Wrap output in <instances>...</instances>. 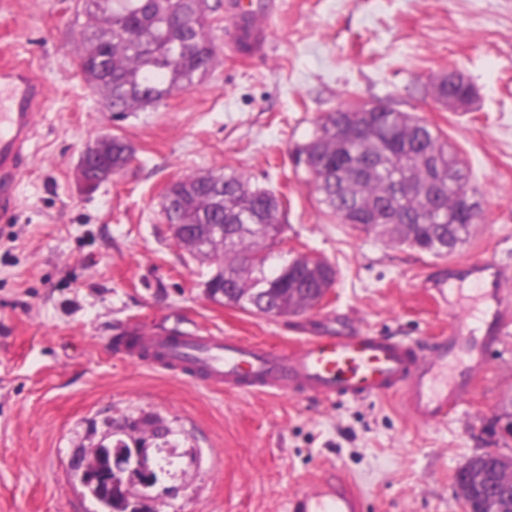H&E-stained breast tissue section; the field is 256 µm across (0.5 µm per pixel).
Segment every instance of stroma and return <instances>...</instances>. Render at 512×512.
Listing matches in <instances>:
<instances>
[{"label":"stroma","mask_w":512,"mask_h":512,"mask_svg":"<svg viewBox=\"0 0 512 512\" xmlns=\"http://www.w3.org/2000/svg\"><path fill=\"white\" fill-rule=\"evenodd\" d=\"M271 2L264 55L240 56L234 17L220 10L207 77L146 110L111 112L77 66L82 0H0V59H28L45 80L16 209L0 220V512H101L81 483L89 448L110 426L149 418L176 448L150 512H289L331 459L368 512H464L456 471L490 448L512 454L491 431L512 397V332L476 392L430 427L394 398L228 394L114 354L134 319L280 350L357 328L421 341L447 333V312L423 287L443 258L338 223L291 161L324 113L355 101L447 137L482 202L454 259L512 266V0ZM451 68L474 87L470 111L432 95ZM104 136L125 140L133 159L89 191L79 158ZM229 169L288 200L272 265L309 255L335 268L317 307L270 316L207 297L213 267L177 245L161 200L172 181Z\"/></svg>","instance_id":"1"}]
</instances>
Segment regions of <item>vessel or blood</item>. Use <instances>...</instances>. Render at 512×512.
Wrapping results in <instances>:
<instances>
[{"mask_svg": "<svg viewBox=\"0 0 512 512\" xmlns=\"http://www.w3.org/2000/svg\"><path fill=\"white\" fill-rule=\"evenodd\" d=\"M229 6L240 18L236 40L242 53H261L267 30L257 9L242 0ZM41 76L16 59L0 65V216L16 207L15 187L28 165L27 144L43 103ZM506 272L487 259L448 263L428 280L434 299L447 306L448 333L429 342L382 336L363 329L351 336H310L288 350L193 330L164 332L129 327L126 359L187 373L229 393L277 395L293 391L330 402L394 397L419 424L447 418L474 392L484 364L475 356L497 347L512 315L506 312ZM468 285L472 304L455 299ZM366 499L338 463L309 480L290 499L289 512H366Z\"/></svg>", "mask_w": 512, "mask_h": 512, "instance_id": "obj_1", "label": "vessel or blood"}]
</instances>
